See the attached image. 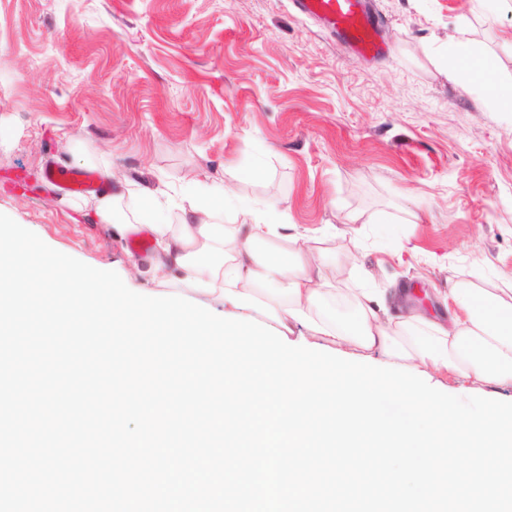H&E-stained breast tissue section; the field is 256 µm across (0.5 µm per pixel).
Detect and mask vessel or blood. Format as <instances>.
<instances>
[{"label":"vessel or blood","instance_id":"obj_1","mask_svg":"<svg viewBox=\"0 0 512 512\" xmlns=\"http://www.w3.org/2000/svg\"><path fill=\"white\" fill-rule=\"evenodd\" d=\"M298 11L319 21L334 33L341 45L365 59H376L386 52L380 38L383 20L371 0H294ZM44 185L72 193L102 194L106 187L95 174L80 169L46 166Z\"/></svg>","mask_w":512,"mask_h":512}]
</instances>
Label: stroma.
Wrapping results in <instances>:
<instances>
[{
  "label": "stroma",
  "mask_w": 512,
  "mask_h": 512,
  "mask_svg": "<svg viewBox=\"0 0 512 512\" xmlns=\"http://www.w3.org/2000/svg\"><path fill=\"white\" fill-rule=\"evenodd\" d=\"M374 6L388 52L367 62L290 0H0V182L108 161L116 193L195 178L281 201L327 256L362 252L379 286L438 317V289L475 259L487 280L512 274V112L439 68L462 43L512 77V0ZM254 163L263 178L246 177ZM0 213L136 293L186 294L154 279L156 252L100 223L93 197L0 191ZM426 382L512 400L507 384Z\"/></svg>",
  "instance_id": "35a3bbf8"
}]
</instances>
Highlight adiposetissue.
Masks as SVG:
<instances>
[{"label": "adipose tissue", "instance_id": "adipose-tissue-1", "mask_svg": "<svg viewBox=\"0 0 512 512\" xmlns=\"http://www.w3.org/2000/svg\"><path fill=\"white\" fill-rule=\"evenodd\" d=\"M453 79H477L486 99L512 112V80L499 78L470 52L453 50ZM126 193L138 223L161 249L153 272L178 271L188 291L234 314H261L283 333L294 327L335 345L381 354L386 362L486 385L512 384V275L490 288L454 280L439 298L448 311L434 320L408 302L402 288H369L358 252L344 254L342 285L328 279L325 259L293 224L287 208L228 195L184 194L183 221L155 223L158 196L137 186ZM235 222L225 226V211Z\"/></svg>", "mask_w": 512, "mask_h": 512}]
</instances>
